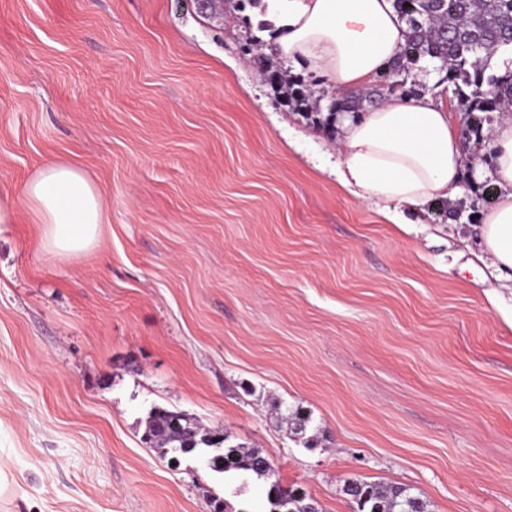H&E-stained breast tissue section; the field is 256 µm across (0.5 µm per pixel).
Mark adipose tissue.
Returning <instances> with one entry per match:
<instances>
[{
  "label": "adipose tissue",
  "instance_id": "adipose-tissue-1",
  "mask_svg": "<svg viewBox=\"0 0 512 512\" xmlns=\"http://www.w3.org/2000/svg\"><path fill=\"white\" fill-rule=\"evenodd\" d=\"M255 21L275 53L342 92L362 90L406 35L394 0H262ZM490 146L498 196L470 231L474 257L488 269L485 283L499 288L512 279V116L494 125ZM336 151L341 186L359 202L378 204L395 224L406 223L407 211L463 193L462 138L447 108L428 97L393 96L345 120ZM21 196L40 226L42 249L78 256L99 243L106 203L80 167L46 161Z\"/></svg>",
  "mask_w": 512,
  "mask_h": 512
}]
</instances>
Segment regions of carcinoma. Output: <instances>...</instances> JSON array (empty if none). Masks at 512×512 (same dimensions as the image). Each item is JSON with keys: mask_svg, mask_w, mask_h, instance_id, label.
Segmentation results:
<instances>
[{"mask_svg": "<svg viewBox=\"0 0 512 512\" xmlns=\"http://www.w3.org/2000/svg\"><path fill=\"white\" fill-rule=\"evenodd\" d=\"M395 6L408 27L404 45L395 59L380 68L375 87L346 95L340 107L357 114L364 103L385 93L410 96L415 93V71L424 63L435 64L441 69L440 83L448 85L452 101L464 112V142L483 144L484 125L491 115L512 107V0H395ZM305 86L303 79L288 77L287 106L310 113L314 124L325 123L312 97L297 96ZM273 409L290 433L306 434L309 415L278 405ZM147 440L161 458L209 445L208 435L197 424L160 409L149 417ZM212 463L222 473L243 471L268 481L270 512H306L309 507L322 512L310 493L285 490L272 480V461L259 450L229 445ZM341 491L353 504V512H430L426 499L400 486L348 478Z\"/></svg>", "mask_w": 512, "mask_h": 512, "instance_id": "cac0c4a2", "label": "carcinoma"}]
</instances>
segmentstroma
Segmentation results:
<instances>
[{"instance_id":"35a3bbf8","label":"stroma","mask_w":512,"mask_h":512,"mask_svg":"<svg viewBox=\"0 0 512 512\" xmlns=\"http://www.w3.org/2000/svg\"><path fill=\"white\" fill-rule=\"evenodd\" d=\"M252 11L210 0H0V512H269L199 446L144 434L178 412L263 450L322 512L349 477L431 512H512V288L488 300L447 210L387 222L339 184L323 131L239 50ZM81 166L108 224L62 259L20 198ZM325 439L306 447L272 404Z\"/></svg>"}]
</instances>
